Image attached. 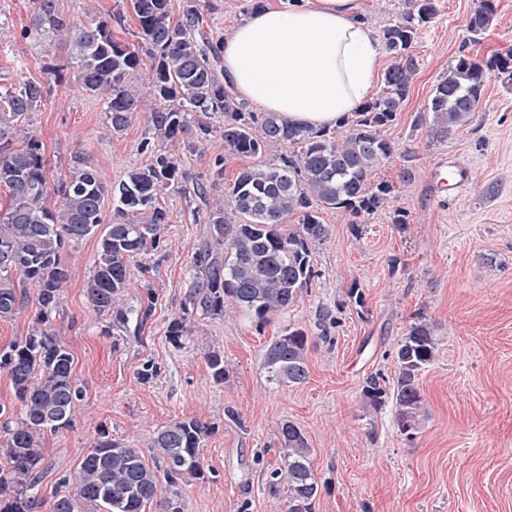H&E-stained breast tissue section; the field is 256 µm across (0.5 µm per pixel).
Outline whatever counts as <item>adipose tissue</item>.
Instances as JSON below:
<instances>
[{
  "instance_id": "obj_1",
  "label": "adipose tissue",
  "mask_w": 512,
  "mask_h": 512,
  "mask_svg": "<svg viewBox=\"0 0 512 512\" xmlns=\"http://www.w3.org/2000/svg\"><path fill=\"white\" fill-rule=\"evenodd\" d=\"M359 0H278L244 19L222 49L224 79L284 121L332 128L370 96L382 54Z\"/></svg>"
}]
</instances>
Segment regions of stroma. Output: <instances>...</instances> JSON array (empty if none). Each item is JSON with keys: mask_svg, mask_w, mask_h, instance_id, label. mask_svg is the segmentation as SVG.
<instances>
[{"mask_svg": "<svg viewBox=\"0 0 512 512\" xmlns=\"http://www.w3.org/2000/svg\"><path fill=\"white\" fill-rule=\"evenodd\" d=\"M437 11L413 48L418 70L410 95L388 131L399 152L376 172L396 181L411 150L414 179L401 185L396 206L409 215L398 233L387 211L351 222L324 212L328 238L313 250L316 276L294 304L268 322L243 311L205 321L194 345L174 350L165 340L168 318L178 311L190 281L191 250L206 226L201 203L169 196L161 250L140 257L147 280L126 295L138 305L153 288L154 312L140 337L107 330L90 310L86 285L97 237L69 248V280L57 339L73 356V376L85 389L72 429L46 436L48 470L37 485L43 497L76 468L98 427L113 438L153 453V431L178 419L206 422L207 479L183 488L180 512H284L266 491L263 472L274 461L278 427L291 421L313 450L320 491L313 512H512V83L488 79L473 121L447 142L426 140L414 128L437 81L459 55L484 58L512 47V0H497V21L481 36L469 30L475 0H435ZM83 24L121 17L116 38L129 41L137 27L126 0H56ZM250 0H205L202 13L215 37H231L247 17ZM30 0H0V86L42 79L46 65L64 57L51 35L18 38L29 27ZM29 123L43 145L53 175L67 173L83 154L109 181L125 177L146 157L142 121L124 134L110 130L98 99L56 86ZM464 169L468 181L447 197L439 182ZM358 287L364 309L348 297ZM336 318L326 338L315 327L319 308ZM439 329L434 364L419 378L430 416L413 438L398 433L392 406L373 410L360 402L364 379L396 380L395 352L416 314ZM288 326L315 340L307 352L308 378L275 387L263 368L265 346ZM220 347L230 379L218 385L204 362Z\"/></svg>", "mask_w": 512, "mask_h": 512, "instance_id": "obj_1", "label": "stroma"}]
</instances>
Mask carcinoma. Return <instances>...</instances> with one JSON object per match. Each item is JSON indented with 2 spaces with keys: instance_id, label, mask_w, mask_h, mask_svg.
<instances>
[{
  "instance_id": "cac0c4a2",
  "label": "carcinoma",
  "mask_w": 512,
  "mask_h": 512,
  "mask_svg": "<svg viewBox=\"0 0 512 512\" xmlns=\"http://www.w3.org/2000/svg\"><path fill=\"white\" fill-rule=\"evenodd\" d=\"M31 2L32 24L21 38L34 31L49 34L66 56L46 66L41 80L22 78L16 87L0 88V186L9 191L7 206L0 208V320L26 311L27 286L37 291L26 335L0 350V368L8 371L19 404L0 435V512H145L164 484L171 494L166 509L178 512L174 497L180 489L205 479L202 449L208 427L195 419L173 421L152 434L153 467L139 449L100 429L76 469L59 478L67 491L50 499L33 492L34 479L45 470L42 439L69 428L84 397L72 375L73 356L52 330L62 315L69 278L64 252L99 237L88 304L108 317L109 326L126 332L133 322L140 330L153 313L152 289L137 309L127 306L124 296L135 273L146 271L137 259L158 249L171 223L160 199L191 192L203 201L208 238L192 248L188 290L164 331L166 341L181 350L194 342L200 322L223 318L228 307L261 321L288 309L316 276L312 250L329 235L322 211L357 219L387 207L397 232L406 233L409 216L394 206L396 187L373 177L398 151L386 129L410 94L417 70L411 49L436 13L435 0H408L399 19L383 26L381 41L391 56L383 88L335 134L287 123L274 112H254L239 100L224 84V40L207 29L199 0H187L175 23L170 0H126L138 24L131 42L117 39L106 20L87 26L59 11L55 0ZM496 20L495 0H486L471 16L469 29L478 35ZM65 71L81 91L100 99L113 134H123L138 114L158 142L180 140L190 153L214 154L218 182L224 180L226 152L260 158L288 145L294 151L279 155L276 164L237 172L226 188L237 224L224 216V201L209 200L207 185L189 181L178 155L153 148L148 140L138 146L147 154L146 163L115 183L104 180L83 154H75L70 171L54 182L60 205L50 206L45 198L52 174L29 128V114ZM491 72L512 82L511 47L482 60L458 56L435 85L415 129H425L435 143L448 141L472 121ZM214 118L222 122L217 131ZM107 200L114 211L109 223L103 220ZM293 216L297 223H288ZM308 347L305 329L284 328L264 350L268 382L277 387L304 383ZM438 348L437 326L417 315L396 350L393 392L370 376L360 390L361 404L377 410L391 400L399 434L416 435L429 417L419 376L435 362ZM203 359L215 384L229 381L224 351L211 347ZM278 445L267 473L268 494L284 501L285 512H313L320 485L312 448L290 421L279 427Z\"/></svg>"
}]
</instances>
